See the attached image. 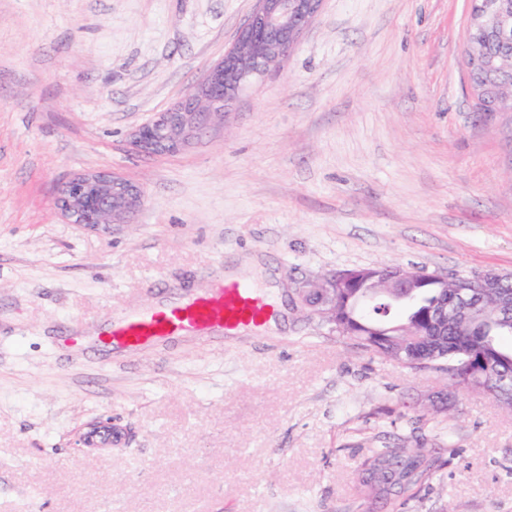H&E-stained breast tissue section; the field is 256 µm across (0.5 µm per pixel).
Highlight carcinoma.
I'll return each instance as SVG.
<instances>
[{
    "instance_id": "obj_1",
    "label": "carcinoma",
    "mask_w": 512,
    "mask_h": 512,
    "mask_svg": "<svg viewBox=\"0 0 512 512\" xmlns=\"http://www.w3.org/2000/svg\"><path fill=\"white\" fill-rule=\"evenodd\" d=\"M470 38L483 43L485 55L504 64L495 77L501 86L512 84V44L473 31ZM425 272V269L381 264L360 267L359 288L336 289V333L360 351L379 356L408 372L438 370L451 386L464 392L482 393L512 411L508 383L512 382V280L483 295V315L448 316V303L456 289L449 281L416 279L407 289L411 300L394 304L389 295L392 272ZM446 462L423 444L401 448L385 444L370 450L360 466L358 499L349 512H374L381 499L400 512L421 497Z\"/></svg>"
}]
</instances>
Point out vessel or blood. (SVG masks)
Returning a JSON list of instances; mask_svg holds the SVG:
<instances>
[{
    "mask_svg": "<svg viewBox=\"0 0 512 512\" xmlns=\"http://www.w3.org/2000/svg\"><path fill=\"white\" fill-rule=\"evenodd\" d=\"M267 315L264 304L244 281L230 282L213 296L149 314H133L122 325L113 328V343L136 346L160 336H177L189 329L224 326L235 330L261 324Z\"/></svg>",
    "mask_w": 512,
    "mask_h": 512,
    "instance_id": "1",
    "label": "vessel or blood"
}]
</instances>
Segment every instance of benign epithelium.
<instances>
[{
	"instance_id": "7a95c632",
	"label": "benign epithelium",
	"mask_w": 512,
	"mask_h": 512,
	"mask_svg": "<svg viewBox=\"0 0 512 512\" xmlns=\"http://www.w3.org/2000/svg\"><path fill=\"white\" fill-rule=\"evenodd\" d=\"M323 0H255L253 12L238 31L224 58L212 66L204 80L174 109L140 125L132 148L142 154H173L197 136L207 116L224 115L225 103L238 91L261 78L297 43L322 8ZM476 25L495 32L503 42L512 41V0H471ZM143 190L114 172H88L72 176L59 190L55 208L71 224L95 229L127 224L143 206ZM509 272L488 270L455 277L459 306L474 311L477 292L501 287ZM358 287L350 272L304 283L296 289L298 303L327 319L336 312V289ZM112 444V425L100 420L84 424L75 433L74 447L102 449Z\"/></svg>"
}]
</instances>
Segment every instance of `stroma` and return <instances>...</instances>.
<instances>
[{
  "mask_svg": "<svg viewBox=\"0 0 512 512\" xmlns=\"http://www.w3.org/2000/svg\"><path fill=\"white\" fill-rule=\"evenodd\" d=\"M254 0H0V512H344L371 448L448 464L405 512H512V413L365 354L296 306L377 264L512 272V112L475 109L469 0H324L288 56L201 136L129 142L200 84ZM145 202L93 229L82 172ZM249 281L285 325L110 343L135 311ZM112 422V447L74 429ZM143 190L114 172L72 176L59 190L55 208L70 224L95 229L127 224L143 206Z\"/></svg>",
  "mask_w": 512,
  "mask_h": 512,
  "instance_id": "stroma-1",
  "label": "stroma"
}]
</instances>
